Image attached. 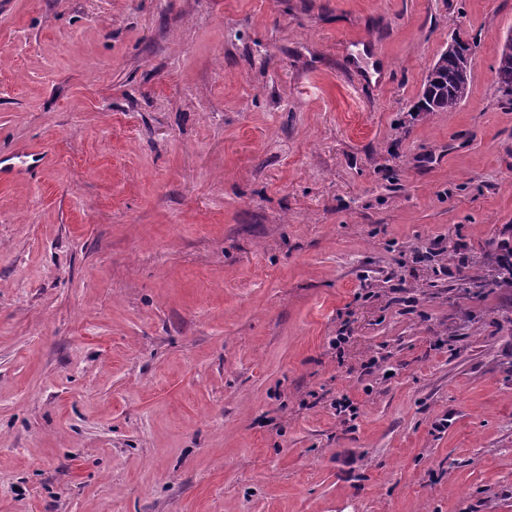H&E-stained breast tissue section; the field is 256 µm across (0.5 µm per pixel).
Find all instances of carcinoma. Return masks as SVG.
Returning <instances> with one entry per match:
<instances>
[{
    "label": "carcinoma",
    "instance_id": "carcinoma-1",
    "mask_svg": "<svg viewBox=\"0 0 512 512\" xmlns=\"http://www.w3.org/2000/svg\"><path fill=\"white\" fill-rule=\"evenodd\" d=\"M495 74L499 90L512 102V57L500 55ZM471 81V56H453L446 65L428 72L420 97L422 104L417 106L416 114L455 111L467 100ZM507 283L512 284V262L500 264L498 275L485 287L500 288Z\"/></svg>",
    "mask_w": 512,
    "mask_h": 512
}]
</instances>
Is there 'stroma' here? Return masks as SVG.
I'll return each instance as SVG.
<instances>
[{"instance_id": "35a3bbf8", "label": "stroma", "mask_w": 512, "mask_h": 512, "mask_svg": "<svg viewBox=\"0 0 512 512\" xmlns=\"http://www.w3.org/2000/svg\"><path fill=\"white\" fill-rule=\"evenodd\" d=\"M456 32L470 95L415 115ZM510 32L0 0V159L44 156L0 186V512H512ZM501 50L506 53L512 52V33L503 39ZM503 52L497 60L496 82L499 90L505 97H510L509 101L512 102V57L504 55Z\"/></svg>"}]
</instances>
